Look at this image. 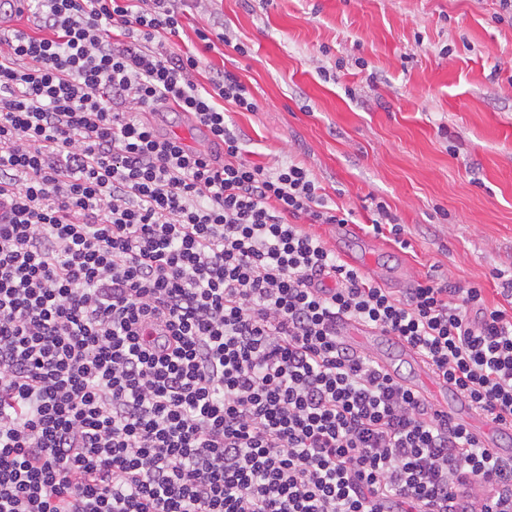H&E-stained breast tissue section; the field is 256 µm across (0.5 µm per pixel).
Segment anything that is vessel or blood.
<instances>
[{
	"instance_id": "vessel-or-blood-1",
	"label": "vessel or blood",
	"mask_w": 512,
	"mask_h": 512,
	"mask_svg": "<svg viewBox=\"0 0 512 512\" xmlns=\"http://www.w3.org/2000/svg\"><path fill=\"white\" fill-rule=\"evenodd\" d=\"M336 338L374 351L385 345L395 346L403 359L409 361L415 369L416 375L412 383L414 389L419 391L436 409L464 424L490 454L507 456V449L501 448L497 441L499 433L497 425L484 415L477 413L471 407L469 398L456 386L436 379L429 367L407 342L364 324L345 320L337 323Z\"/></svg>"
}]
</instances>
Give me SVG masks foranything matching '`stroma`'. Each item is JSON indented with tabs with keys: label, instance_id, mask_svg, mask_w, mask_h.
Returning a JSON list of instances; mask_svg holds the SVG:
<instances>
[{
	"label": "stroma",
	"instance_id": "stroma-1",
	"mask_svg": "<svg viewBox=\"0 0 512 512\" xmlns=\"http://www.w3.org/2000/svg\"><path fill=\"white\" fill-rule=\"evenodd\" d=\"M231 43L201 51L199 82L235 73L258 104H226L247 158L305 164L329 207L371 224L377 205L405 227L347 235L312 225L339 257L403 296L433 274L500 302L512 275V19L497 0H206L185 22Z\"/></svg>",
	"mask_w": 512,
	"mask_h": 512
}]
</instances>
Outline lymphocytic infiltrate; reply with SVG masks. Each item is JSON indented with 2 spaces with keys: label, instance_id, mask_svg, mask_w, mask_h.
<instances>
[{
  "label": "lymphocytic infiltrate",
  "instance_id": "lymphocytic-infiltrate-1",
  "mask_svg": "<svg viewBox=\"0 0 512 512\" xmlns=\"http://www.w3.org/2000/svg\"><path fill=\"white\" fill-rule=\"evenodd\" d=\"M189 1L0 0L37 28L0 37V512H512V462L336 340L512 429V279L398 298L298 225L348 218L246 159L223 104H257L170 43ZM159 128L163 134H176L184 143L191 146L200 148L207 145V140L203 133L196 129L193 124L184 116L178 115L177 112H168L164 117H160ZM336 339L375 351L387 372L393 378L401 379L399 365L385 358L379 351L384 345L395 346L403 359L414 366L416 375L413 383L409 384L411 387L419 391L436 409L448 415L449 418L464 424L482 442L490 454L508 456L507 448H512V431L511 433L502 432L497 441L499 433L497 425L484 415L477 413L471 407L469 398L462 394L456 386L436 379L429 367L407 342L364 324L345 320L336 324ZM447 393L454 398L453 405H448ZM498 442L502 448H499Z\"/></svg>",
  "mask_w": 512,
  "mask_h": 512
}]
</instances>
